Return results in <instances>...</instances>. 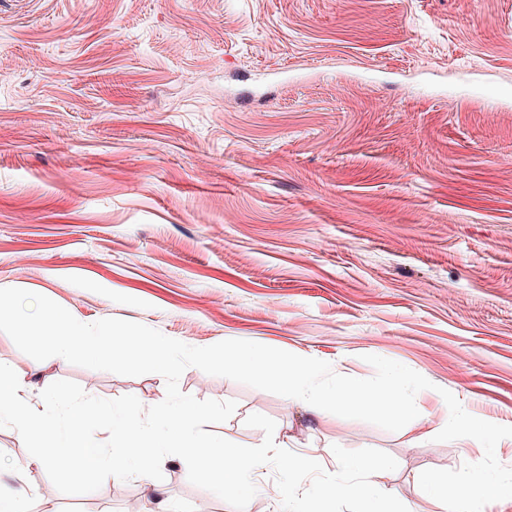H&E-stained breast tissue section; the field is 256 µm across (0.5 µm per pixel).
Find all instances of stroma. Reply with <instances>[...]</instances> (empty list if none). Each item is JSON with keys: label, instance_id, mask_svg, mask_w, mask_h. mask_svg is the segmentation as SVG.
Listing matches in <instances>:
<instances>
[{"label": "stroma", "instance_id": "1", "mask_svg": "<svg viewBox=\"0 0 512 512\" xmlns=\"http://www.w3.org/2000/svg\"><path fill=\"white\" fill-rule=\"evenodd\" d=\"M0 288L196 347L413 369L431 383L419 441L195 367L179 387L236 402L213 433L260 445L245 420L266 415L329 473L333 446L383 450L382 487L446 512L420 473L484 451L436 441L441 390L512 426V0H0ZM0 366L166 395L160 375L37 361L2 332ZM28 457L0 427V492L27 512H233L176 456L163 480L79 496Z\"/></svg>", "mask_w": 512, "mask_h": 512}]
</instances>
